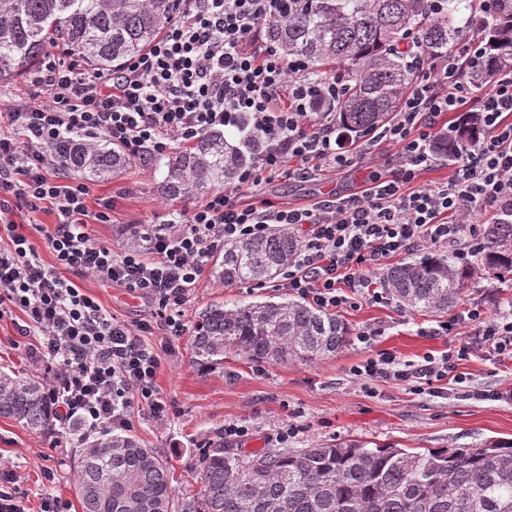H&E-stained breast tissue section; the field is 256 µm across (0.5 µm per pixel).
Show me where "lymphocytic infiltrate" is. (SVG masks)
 <instances>
[{
	"label": "lymphocytic infiltrate",
	"mask_w": 512,
	"mask_h": 512,
	"mask_svg": "<svg viewBox=\"0 0 512 512\" xmlns=\"http://www.w3.org/2000/svg\"><path fill=\"white\" fill-rule=\"evenodd\" d=\"M161 34L120 69L104 73L64 51L47 53L33 83L41 93L25 104L0 102V316L22 314L18 333L38 339L53 367L47 393L61 422L86 432L128 430L135 414L165 421L167 405L156 379L160 356L148 339L184 336L183 307L212 252L227 240H246L280 227L301 247L278 280L327 311L360 300L390 301L373 287L387 262L408 253L448 252L471 264L480 252L475 218L512 221V74L480 82L463 69L482 70L485 25L425 68L405 94L392 122L377 136L394 160L390 174L374 170L371 152L341 147L332 117L341 95L333 78H315L301 57L283 58L273 46L253 47L263 24L278 20L289 0H172ZM454 113L474 123V137L454 152V173L436 185H418L436 161L439 121ZM247 127L257 149L236 184L214 190L183 215L181 230L144 225L140 245L114 249L93 234L112 221V204L90 210L88 186L60 174L61 145L98 140L147 161L193 143L202 134ZM297 162V175L370 164L361 192L283 209L272 201L243 207L241 189L261 193L265 176ZM47 211L43 229L54 264L18 232L14 216ZM91 278L150 299V319H117L77 281ZM471 331L455 337L457 325ZM428 335L449 337L441 357L415 364L390 352L353 366L362 384L391 381L413 394L442 383H464L465 365L480 357L494 367L512 363V309L488 313L478 303L437 322Z\"/></svg>",
	"instance_id": "obj_1"
}]
</instances>
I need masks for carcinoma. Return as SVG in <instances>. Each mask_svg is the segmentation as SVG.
<instances>
[{"label":"carcinoma","mask_w":512,"mask_h":512,"mask_svg":"<svg viewBox=\"0 0 512 512\" xmlns=\"http://www.w3.org/2000/svg\"><path fill=\"white\" fill-rule=\"evenodd\" d=\"M294 9L265 28L284 56L305 58L318 74L333 68L344 84L336 107L341 127L364 135L389 121L405 89L418 76L408 64L415 49L424 58L445 57L463 35L467 0H292ZM170 0H0V81L37 68L51 45L62 46L102 71L120 68L157 37ZM484 71L512 72V0H499L489 22ZM458 126L438 142L452 146L473 136ZM246 139L230 142L222 131L202 135L174 152L159 194L190 199L233 184L250 162ZM62 168L90 180L121 172L132 158L117 147L68 143ZM300 248L279 229L230 241L213 256L218 287L274 278ZM482 267L512 278V222L482 231ZM471 270L435 254L392 267L383 282L417 312H447L461 298ZM348 340L336 314L284 298L199 313L190 345L203 364L222 365L228 355L281 363L329 357ZM47 375L0 366V417L40 436L54 431L55 405ZM199 490L175 494L168 462L131 433L81 438L74 491L82 512H512V440L475 448H400L358 439L320 443L297 451L224 449L220 429L194 463Z\"/></svg>","instance_id":"carcinoma-1"}]
</instances>
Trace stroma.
<instances>
[{
  "label": "stroma",
  "mask_w": 512,
  "mask_h": 512,
  "mask_svg": "<svg viewBox=\"0 0 512 512\" xmlns=\"http://www.w3.org/2000/svg\"><path fill=\"white\" fill-rule=\"evenodd\" d=\"M165 174L159 162L146 165L138 161L113 179L90 182L92 197L112 201L111 223L94 227L98 240L123 248L127 236L140 225H158L189 209L187 201L159 196ZM368 175L366 167L358 165L325 171L309 181L279 174L267 181L263 195L245 190L238 201L247 206L266 198L285 207H305L321 197L363 190ZM79 285L128 322L150 318L153 312L150 301L125 288L93 279L80 280ZM286 295V290L267 284L219 288L207 275L186 303L184 319L187 325H194L199 312L217 302L229 306L278 301ZM461 300L481 303L493 313L511 307L512 279L485 275L468 280ZM338 316L353 335L369 326L381 328L383 334L369 346L348 341L330 358L269 363L261 374L255 372L253 361L244 358L205 366L192 357L187 339L170 345L164 337H150V344L161 356L157 385L168 404V416L161 424L144 414L136 416L132 431L173 467L176 491L194 485L190 464L198 455L200 442L229 421L253 428L252 438L240 445L245 452L268 447L269 435L286 422L299 430L288 442L292 450L344 438L408 448H472L489 439H512V403L472 396L476 390L511 386L512 373L493 372L481 359L466 365L468 388L448 385L432 395H414L391 382L364 386L352 375L353 366L382 350L417 364L425 356H440L448 348L447 338L425 333L426 328L435 326L436 316L410 312L396 301H364L358 307L339 310ZM19 321L16 313L0 317V365L29 370L40 364L35 356L36 340L19 335ZM76 445L77 438L66 425H57L55 434L43 438L0 418V469L18 473L9 490L26 512H40L44 499L51 497L65 504L68 512H80L73 486Z\"/></svg>",
  "instance_id": "35a3bbf8"
}]
</instances>
